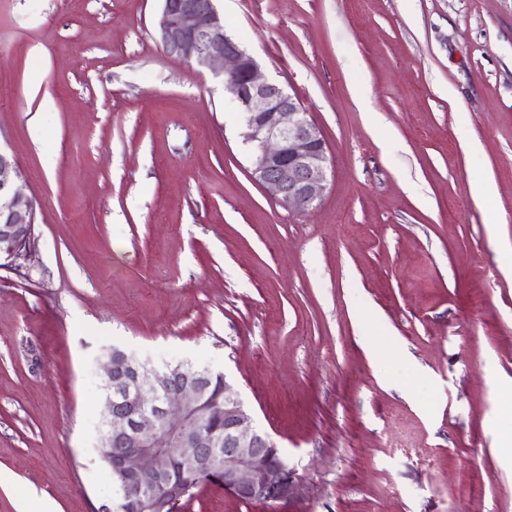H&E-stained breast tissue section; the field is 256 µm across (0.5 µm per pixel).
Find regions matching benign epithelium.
Wrapping results in <instances>:
<instances>
[{"label":"benign epithelium","instance_id":"benign-epithelium-1","mask_svg":"<svg viewBox=\"0 0 512 512\" xmlns=\"http://www.w3.org/2000/svg\"><path fill=\"white\" fill-rule=\"evenodd\" d=\"M159 31L171 56L222 76L224 96L244 116L251 144V175L284 205L314 208L331 168L325 138L298 98L258 73L255 59L224 28L215 0H161ZM16 158L0 149V267L24 257L34 235L35 207L17 187ZM106 417L100 445L123 493L140 512H176L192 486L162 485L179 464L192 477L218 480L239 500L286 502L298 484L271 436L254 427L243 401L229 385L224 399L207 409L208 375L158 371L127 352L105 354ZM217 419L224 432L205 431Z\"/></svg>","mask_w":512,"mask_h":512}]
</instances>
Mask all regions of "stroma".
I'll use <instances>...</instances> for the list:
<instances>
[{"label": "stroma", "instance_id": "1", "mask_svg": "<svg viewBox=\"0 0 512 512\" xmlns=\"http://www.w3.org/2000/svg\"><path fill=\"white\" fill-rule=\"evenodd\" d=\"M216 7L325 137L314 210L252 179L221 77L162 48L161 0H0V148L36 211L0 269V512L119 505L115 347L225 374L300 486L182 512H512V0Z\"/></svg>", "mask_w": 512, "mask_h": 512}]
</instances>
